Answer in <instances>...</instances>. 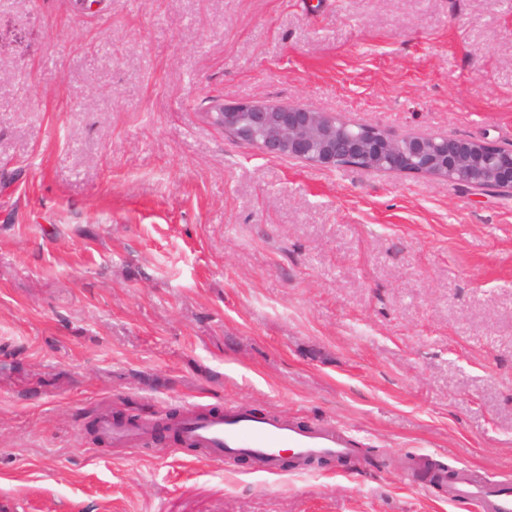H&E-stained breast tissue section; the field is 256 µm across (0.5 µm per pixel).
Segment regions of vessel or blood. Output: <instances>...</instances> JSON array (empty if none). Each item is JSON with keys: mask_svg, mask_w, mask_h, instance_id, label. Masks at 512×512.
I'll return each instance as SVG.
<instances>
[{"mask_svg": "<svg viewBox=\"0 0 512 512\" xmlns=\"http://www.w3.org/2000/svg\"><path fill=\"white\" fill-rule=\"evenodd\" d=\"M181 446H193L208 462H221L240 455L251 457L259 471H279L282 451L298 461L317 457L347 458L353 455L351 439L335 425L319 423L299 427L277 415L258 417L240 405H229L222 413L190 406L169 423ZM157 423L144 420L134 424L115 421L111 411L96 415V440L115 448L137 449L153 438ZM451 501L468 505L471 512H512V487L478 483L463 470L442 473Z\"/></svg>", "mask_w": 512, "mask_h": 512, "instance_id": "obj_1", "label": "vessel or blood"}]
</instances>
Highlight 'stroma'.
Instances as JSON below:
<instances>
[{
  "mask_svg": "<svg viewBox=\"0 0 512 512\" xmlns=\"http://www.w3.org/2000/svg\"><path fill=\"white\" fill-rule=\"evenodd\" d=\"M512 145V0H0V512H468L512 476V196L262 155L211 101ZM335 423L259 472L104 404ZM157 422L144 420L135 424L118 422L113 419L112 411L100 410L96 415L95 440L102 441L113 448L137 449L153 438ZM449 499L470 506L473 512H512V487L507 484L477 483L463 470L442 472Z\"/></svg>",
  "mask_w": 512,
  "mask_h": 512,
  "instance_id": "35a3bbf8",
  "label": "stroma"
}]
</instances>
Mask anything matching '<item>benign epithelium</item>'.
Here are the masks:
<instances>
[{
  "instance_id": "7a95c632",
  "label": "benign epithelium",
  "mask_w": 512,
  "mask_h": 512,
  "mask_svg": "<svg viewBox=\"0 0 512 512\" xmlns=\"http://www.w3.org/2000/svg\"><path fill=\"white\" fill-rule=\"evenodd\" d=\"M220 128L263 154L325 169L355 165L451 182L474 195H512V147L480 140L397 134L304 104L254 99L221 104Z\"/></svg>"
}]
</instances>
